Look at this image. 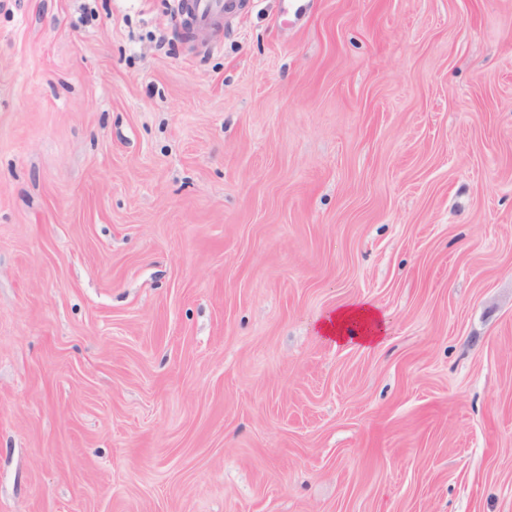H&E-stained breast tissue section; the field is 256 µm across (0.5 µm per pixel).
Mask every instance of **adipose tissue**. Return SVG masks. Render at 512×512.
<instances>
[{
	"label": "adipose tissue",
	"instance_id": "ef3b65f1",
	"mask_svg": "<svg viewBox=\"0 0 512 512\" xmlns=\"http://www.w3.org/2000/svg\"><path fill=\"white\" fill-rule=\"evenodd\" d=\"M316 328L320 335L336 342L371 347L383 342L388 322L376 306L355 301L319 317Z\"/></svg>",
	"mask_w": 512,
	"mask_h": 512
}]
</instances>
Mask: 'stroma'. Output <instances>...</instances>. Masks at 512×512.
Wrapping results in <instances>:
<instances>
[{
    "mask_svg": "<svg viewBox=\"0 0 512 512\" xmlns=\"http://www.w3.org/2000/svg\"><path fill=\"white\" fill-rule=\"evenodd\" d=\"M214 40L0 0V512H512V0ZM316 328L320 335L337 343L354 342L367 348L384 341L388 322L376 306L355 301L319 317Z\"/></svg>",
    "mask_w": 512,
    "mask_h": 512,
    "instance_id": "stroma-1",
    "label": "stroma"
}]
</instances>
